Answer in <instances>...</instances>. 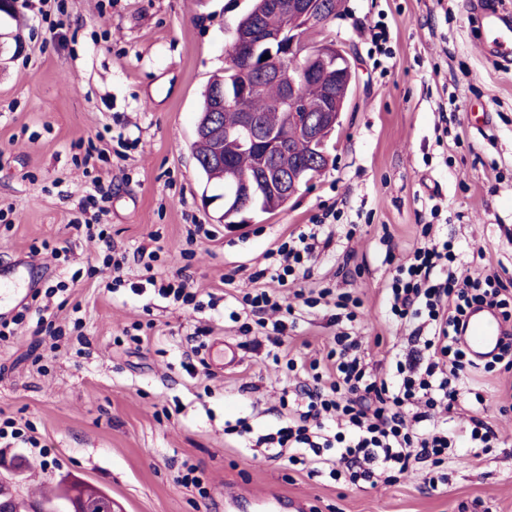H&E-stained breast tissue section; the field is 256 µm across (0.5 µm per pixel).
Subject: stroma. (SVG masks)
Listing matches in <instances>:
<instances>
[{"mask_svg":"<svg viewBox=\"0 0 512 512\" xmlns=\"http://www.w3.org/2000/svg\"><path fill=\"white\" fill-rule=\"evenodd\" d=\"M22 2L0 12V209L12 218L0 223V264L33 258L46 289L96 262L99 244L74 226L96 181L112 189L102 221L127 264L123 285L85 276L53 307L58 324L83 321L58 351L28 330L0 340V415L30 421L48 459L43 467L36 449L0 447V478L16 496L36 512H63L49 491L67 476L105 490L118 512H224L228 486L250 498L275 488L307 499L310 512H512V371L468 378L496 447L455 449L432 485L421 468L354 485L326 466L269 458L257 444L281 425L284 387L309 377L274 363L228 317L274 241L335 203L336 235L301 288L361 300L360 333L377 372L387 369L386 348L407 338L382 305L383 237L405 257L436 203L440 238L467 254L483 249L512 273V64L488 53L466 0H343L322 37L350 51L355 82L329 165L284 210L238 230L225 228L223 189L206 185L192 143L201 93L223 71L228 30L250 0H66L58 38ZM91 145L105 158L88 173ZM190 224L213 238L184 259ZM45 242L67 247L68 264L41 251ZM143 248L159 252L157 278L183 272L204 309L133 294ZM138 322L149 326L140 345L130 340ZM337 330L327 309H305L285 352L332 376L326 344ZM219 341L237 347L239 362L204 374ZM241 418L251 435L225 433ZM187 463L202 470L209 498L177 483Z\"/></svg>","mask_w":512,"mask_h":512,"instance_id":"obj_1","label":"stroma"}]
</instances>
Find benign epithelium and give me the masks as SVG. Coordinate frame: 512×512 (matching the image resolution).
Wrapping results in <instances>:
<instances>
[{"label":"benign epithelium","mask_w":512,"mask_h":512,"mask_svg":"<svg viewBox=\"0 0 512 512\" xmlns=\"http://www.w3.org/2000/svg\"><path fill=\"white\" fill-rule=\"evenodd\" d=\"M294 11L300 16L301 28L283 27L279 30H263L256 32L246 27H237L230 31V43L233 53L226 58L225 69L230 73H249L253 71L250 56L256 46L261 44L269 58L262 61L259 77L272 81L282 87V97L278 108L282 112L292 114V119L304 121L306 136L311 148L317 154L328 155L326 148L327 132H335L340 125L344 103L351 91L352 67L348 53L344 47L320 39L325 27L321 0H295ZM332 60L342 76L340 87L327 90V100L331 108L323 113L316 122L303 115L299 87L314 71L316 62ZM292 129L285 125L273 131L257 128L251 116L242 118L239 125L229 133L243 150L262 144L266 154L270 155L289 146ZM224 206L232 209V213L243 214V221H232L226 224L228 229L242 227L252 221L253 212L246 211L241 201L252 200L261 194L257 181H239L233 172L224 170ZM72 512H114L112 503L99 499H83L71 505Z\"/></svg>","instance_id":"1"}]
</instances>
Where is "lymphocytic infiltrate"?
Listing matches in <instances>:
<instances>
[{
	"label": "lymphocytic infiltrate",
	"mask_w": 512,
	"mask_h": 512,
	"mask_svg": "<svg viewBox=\"0 0 512 512\" xmlns=\"http://www.w3.org/2000/svg\"><path fill=\"white\" fill-rule=\"evenodd\" d=\"M439 211V206L431 207L430 220L422 223L415 245L402 261H395L390 250L384 256L392 266L384 304L394 322L411 329L407 347L389 351L390 374L379 375L369 366L361 340L351 331L336 333L328 351L333 380L323 383L317 363H310L313 386L295 392L283 426L261 438L276 456L298 463L305 454L335 449L336 465L355 484L387 482L418 464L437 466L461 437L473 448L495 443V431L479 417H471L469 426L457 434L436 423L434 414L440 408H456L469 373L479 366L458 338L472 307L496 310L508 327L498 354L480 366L487 371L499 366L512 369V279L495 272L476 278L465 275L463 253L432 233V219ZM333 214V209H325L283 237L268 252V267L252 274L256 287L243 296L241 311L230 314L236 322L245 313L255 317L272 358H279L288 328L297 325L302 309L280 303L260 282L268 278L285 287L307 278L308 264L327 234L326 219ZM252 326L242 324L241 330L250 333Z\"/></svg>",
	"instance_id": "f902f5d3"
}]
</instances>
